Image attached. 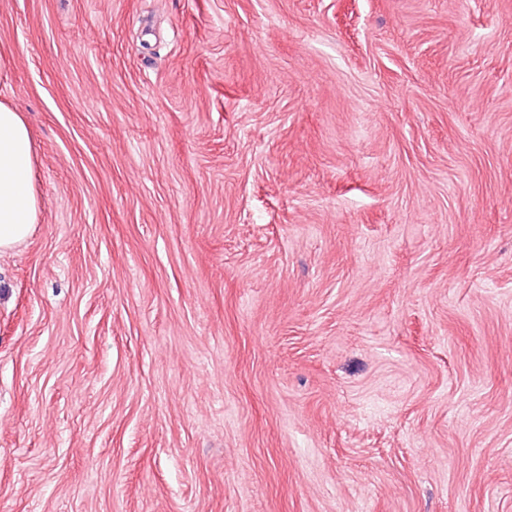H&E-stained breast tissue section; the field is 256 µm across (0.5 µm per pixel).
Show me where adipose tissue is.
Returning a JSON list of instances; mask_svg holds the SVG:
<instances>
[{"instance_id": "obj_1", "label": "adipose tissue", "mask_w": 512, "mask_h": 512, "mask_svg": "<svg viewBox=\"0 0 512 512\" xmlns=\"http://www.w3.org/2000/svg\"><path fill=\"white\" fill-rule=\"evenodd\" d=\"M33 160L30 130L21 113L0 103V252L24 241L36 222Z\"/></svg>"}]
</instances>
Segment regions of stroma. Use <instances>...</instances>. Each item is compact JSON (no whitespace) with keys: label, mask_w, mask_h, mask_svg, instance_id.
Segmentation results:
<instances>
[{"label":"stroma","mask_w":512,"mask_h":512,"mask_svg":"<svg viewBox=\"0 0 512 512\" xmlns=\"http://www.w3.org/2000/svg\"><path fill=\"white\" fill-rule=\"evenodd\" d=\"M0 512H512V0H0ZM33 160L30 130L21 113L0 103V252L24 241L36 223Z\"/></svg>","instance_id":"obj_1"}]
</instances>
